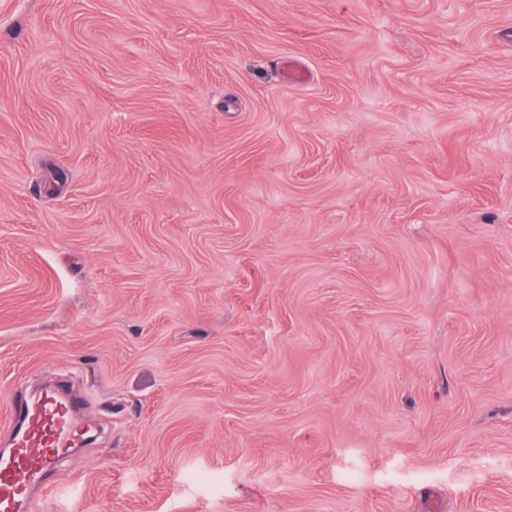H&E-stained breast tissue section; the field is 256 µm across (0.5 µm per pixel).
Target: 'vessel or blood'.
<instances>
[{
	"label": "vessel or blood",
	"mask_w": 512,
	"mask_h": 512,
	"mask_svg": "<svg viewBox=\"0 0 512 512\" xmlns=\"http://www.w3.org/2000/svg\"><path fill=\"white\" fill-rule=\"evenodd\" d=\"M8 445L0 448V512H30L35 489L88 429L66 389L42 388L13 404Z\"/></svg>",
	"instance_id": "obj_1"
}]
</instances>
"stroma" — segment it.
<instances>
[{"mask_svg": "<svg viewBox=\"0 0 512 512\" xmlns=\"http://www.w3.org/2000/svg\"><path fill=\"white\" fill-rule=\"evenodd\" d=\"M52 371L38 512H512V0H0V429Z\"/></svg>", "mask_w": 512, "mask_h": 512, "instance_id": "35a3bbf8", "label": "stroma"}]
</instances>
